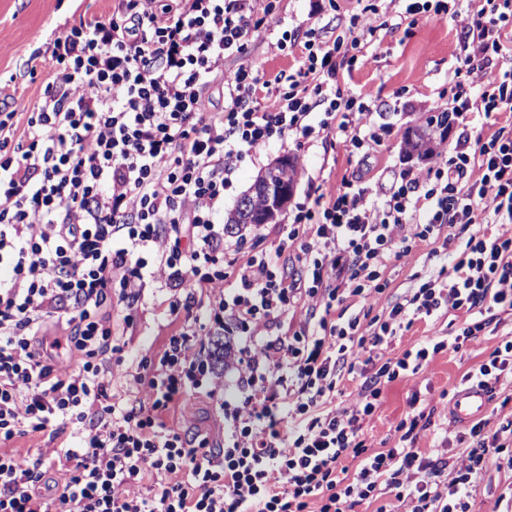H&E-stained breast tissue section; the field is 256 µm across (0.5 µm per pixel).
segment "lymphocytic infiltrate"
<instances>
[{"instance_id": "obj_1", "label": "lymphocytic infiltrate", "mask_w": 512, "mask_h": 512, "mask_svg": "<svg viewBox=\"0 0 512 512\" xmlns=\"http://www.w3.org/2000/svg\"><path fill=\"white\" fill-rule=\"evenodd\" d=\"M466 2L445 163L399 173L382 193L357 176L312 186L280 244L299 245L303 274L254 255L231 292L214 215L234 160L290 135L377 146L369 105L337 85L377 26L284 31L278 50L300 51L302 64L270 77L244 56L276 0H115L110 15L58 30L49 55L30 54L29 75L50 70L37 104L23 120L0 105V445L69 424L78 444L0 453V512H355L387 494L403 512H472L468 489L484 472L512 474V412L495 428L471 423L468 463L454 472L444 451L416 449L424 412L400 421L392 448L370 450L363 436L388 385L512 312V125L486 136L469 123L512 112V0ZM231 55L242 62L228 74ZM480 224L503 230L491 238ZM459 225L470 234L449 277L428 278L386 316L336 319L348 298L382 292L388 261ZM150 282L166 288L179 328L159 360L112 368L105 355L125 343L111 308L136 329ZM444 311L465 319L387 357L400 330ZM233 330L246 341L228 356L229 396L204 338ZM347 376L357 392L333 408ZM511 376L508 336L463 380L493 390ZM132 383L145 396L114 394ZM199 389L224 423L221 450L164 422ZM49 466L64 472L62 491L51 492Z\"/></svg>"}]
</instances>
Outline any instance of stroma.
Returning a JSON list of instances; mask_svg holds the SVG:
<instances>
[{
    "label": "stroma",
    "mask_w": 512,
    "mask_h": 512,
    "mask_svg": "<svg viewBox=\"0 0 512 512\" xmlns=\"http://www.w3.org/2000/svg\"><path fill=\"white\" fill-rule=\"evenodd\" d=\"M113 0H0V100L19 102L22 111H30L48 77L39 71L36 80H29L26 61L35 44L34 32H43L41 47H48L54 32L94 15H108ZM311 0H280V23L269 25L252 37L246 57H227L225 71H233L242 59H249L267 73L294 70L301 63L300 56L277 54L274 42L281 37L284 27L308 29L327 22L326 16L311 10ZM462 20L458 17L422 19L411 33L403 29L388 31L381 43L364 51L351 74L340 76L341 90L366 95L374 103L372 120L379 128L381 142L368 155L351 151L342 138L330 137L299 143L294 137L284 138L256 155L238 161L232 184L224 192V208L215 217L224 223L239 199L249 191L256 176L283 156L297 158L299 173L291 196L292 202L303 201L310 184L332 189L342 177L356 174L369 185L387 182L390 174L413 168L425 170L443 162L437 153L425 159L405 156L403 142L410 127L422 123L426 116L448 106V80L459 64L458 33ZM291 220L290 212H283L277 222L260 227H247L241 232L225 234L226 244L235 246V265L226 267L225 287L239 285L237 268L245 264L255 252L275 256L281 239V226ZM444 251L434 250L424 243L399 260L389 262L384 278L387 285L382 293L346 301L348 312L360 310L370 315L387 313L391 305L418 287L425 275L438 272L449 265ZM167 296L155 286H147L141 299L146 324L126 336L124 364L141 357L158 358L170 328L167 324ZM449 317L441 314L428 319L414 320L403 330L389 349V356L424 344L430 338L446 333ZM512 332V315L495 332L485 333L461 351L445 352L435 358L414 377L390 385L374 416L366 425L365 435L372 449L393 446L396 428L409 410L412 393H419V409L431 411V422L420 430L416 446L424 454L447 449L451 467L465 464L469 436L465 425L451 418L452 402L463 374L485 362L500 344L505 334ZM170 426L188 434L209 436L220 442L224 426L220 422L212 399L206 393H195L170 414ZM512 483L507 473L489 471L470 487L469 495L474 512H504L506 505L500 496Z\"/></svg>",
    "instance_id": "stroma-1"
}]
</instances>
